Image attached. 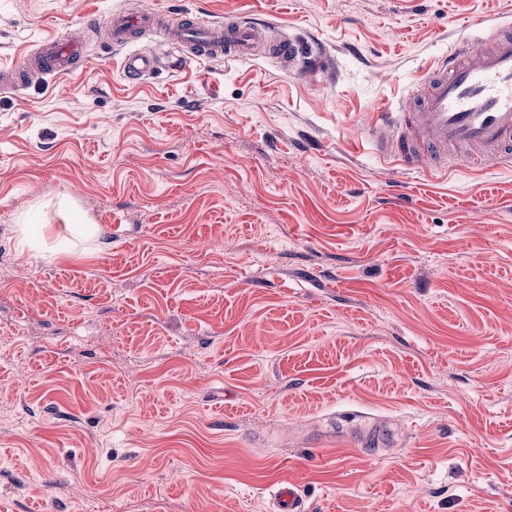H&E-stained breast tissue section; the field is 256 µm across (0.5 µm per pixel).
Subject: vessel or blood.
<instances>
[{
	"mask_svg": "<svg viewBox=\"0 0 512 512\" xmlns=\"http://www.w3.org/2000/svg\"><path fill=\"white\" fill-rule=\"evenodd\" d=\"M476 35L454 44L411 86L397 109L379 105L368 121L369 141L376 154L407 169L444 171L448 153L470 148L463 162L471 169L487 164L512 166V27L484 20L470 23ZM110 48L124 54V73L133 81L150 76L158 57L139 49L147 33L162 34L183 48L184 59L240 61L259 53L274 56L288 72L302 71L310 81L328 71L317 58L299 65L296 42L286 33L246 14L206 25L190 13L160 11L117 12L102 25ZM84 33L41 41L32 63L0 71V88L16 91L30 83L31 69L58 75L86 61ZM274 512H306L294 482L275 485Z\"/></svg>",
	"mask_w": 512,
	"mask_h": 512,
	"instance_id": "vessel-or-blood-1",
	"label": "vessel or blood"
}]
</instances>
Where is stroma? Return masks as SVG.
<instances>
[{"label":"stroma","mask_w":512,"mask_h":512,"mask_svg":"<svg viewBox=\"0 0 512 512\" xmlns=\"http://www.w3.org/2000/svg\"><path fill=\"white\" fill-rule=\"evenodd\" d=\"M320 45L0 92V512H512V169L363 128L512 0H0V68L134 9ZM397 428L354 446L350 418ZM273 511L305 512L304 501L294 482L282 480L275 485L273 492Z\"/></svg>","instance_id":"stroma-1"}]
</instances>
